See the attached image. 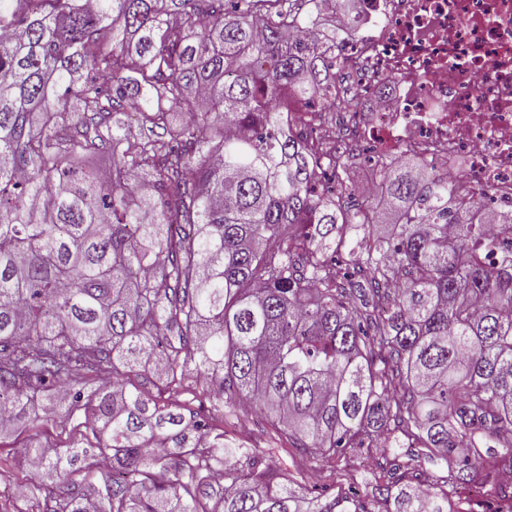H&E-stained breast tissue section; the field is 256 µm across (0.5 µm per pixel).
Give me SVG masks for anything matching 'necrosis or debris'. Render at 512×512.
I'll list each match as a JSON object with an SVG mask.
<instances>
[{
    "mask_svg": "<svg viewBox=\"0 0 512 512\" xmlns=\"http://www.w3.org/2000/svg\"><path fill=\"white\" fill-rule=\"evenodd\" d=\"M343 32L349 113L372 167L399 155L447 168L484 211L512 207V0H360Z\"/></svg>",
    "mask_w": 512,
    "mask_h": 512,
    "instance_id": "1",
    "label": "necrosis or debris"
}]
</instances>
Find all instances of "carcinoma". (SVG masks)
Segmentation results:
<instances>
[{
    "label": "carcinoma",
    "mask_w": 512,
    "mask_h": 512,
    "mask_svg": "<svg viewBox=\"0 0 512 512\" xmlns=\"http://www.w3.org/2000/svg\"><path fill=\"white\" fill-rule=\"evenodd\" d=\"M314 2L0 0V431L84 417L17 458L39 512H371L145 393L157 359L303 454L375 453L384 512L512 470V211L407 155L351 203L357 154L294 126L352 107Z\"/></svg>",
    "instance_id": "carcinoma-1"
}]
</instances>
